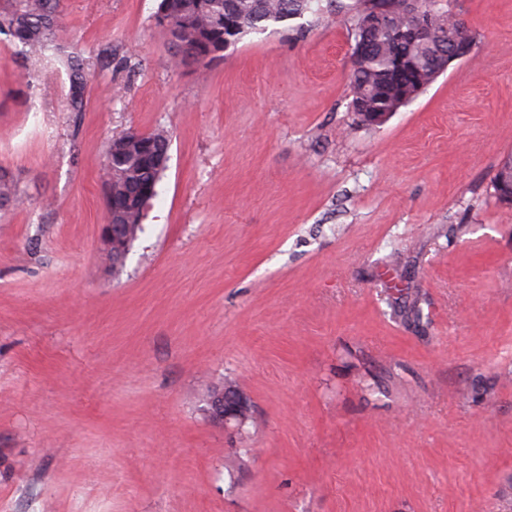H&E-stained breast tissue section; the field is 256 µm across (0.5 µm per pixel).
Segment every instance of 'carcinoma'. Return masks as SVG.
Listing matches in <instances>:
<instances>
[{
  "instance_id": "cac0c4a2",
  "label": "carcinoma",
  "mask_w": 512,
  "mask_h": 512,
  "mask_svg": "<svg viewBox=\"0 0 512 512\" xmlns=\"http://www.w3.org/2000/svg\"><path fill=\"white\" fill-rule=\"evenodd\" d=\"M315 0H160L155 24L163 28L168 38L178 41L182 50L170 54L171 66L179 69L189 63H208L222 56L226 45L234 44L251 34L276 30L290 20L310 13L320 18L332 9L313 5ZM431 20L435 31H443V25L452 28L457 21L445 8L443 0H431ZM59 0H4L0 6V35H5L25 48L24 62L34 70L45 65L47 52L56 41L60 29ZM395 23L369 30L372 43L370 53L351 67L350 107L356 113L388 112L394 102L376 93L379 85L386 82L391 69L395 49L402 46L400 33L412 24L407 15L404 0L395 3ZM115 53L105 45L88 58L80 54H68L59 62L69 74L67 111L81 113L87 107V87L96 76L112 70ZM129 131L113 134L108 142L102 183L115 195L127 194L135 200L141 184L158 185L166 165H152L143 161L136 146L129 145L122 152L123 160L112 162V148L123 143ZM156 152L167 154L170 139L167 131L157 129L147 134ZM24 197L18 180L7 170L0 168V210L16 207ZM148 202L143 200L137 207L126 211L107 210L105 220L115 223L141 224L146 216Z\"/></svg>"
}]
</instances>
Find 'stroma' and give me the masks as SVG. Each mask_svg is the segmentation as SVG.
<instances>
[{"mask_svg":"<svg viewBox=\"0 0 512 512\" xmlns=\"http://www.w3.org/2000/svg\"><path fill=\"white\" fill-rule=\"evenodd\" d=\"M159 0H60L111 45L68 112L0 36V512H512V0L386 123L350 107L353 0L172 70ZM168 168L123 268L99 253L112 133ZM234 379L242 427L204 411ZM5 199V204L1 200ZM24 197L18 185V180L7 170L0 168V210L16 207L23 203Z\"/></svg>","mask_w":512,"mask_h":512,"instance_id":"1","label":"stroma"}]
</instances>
